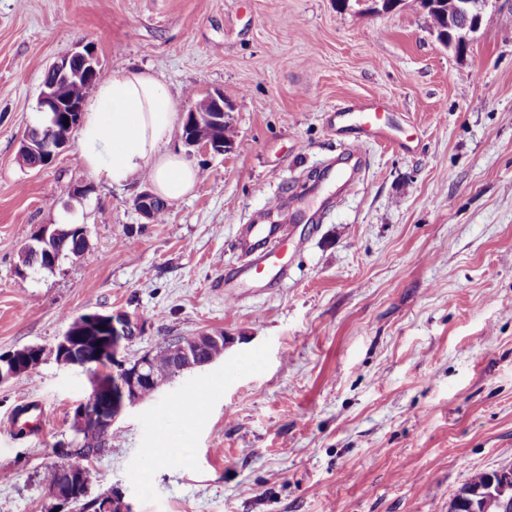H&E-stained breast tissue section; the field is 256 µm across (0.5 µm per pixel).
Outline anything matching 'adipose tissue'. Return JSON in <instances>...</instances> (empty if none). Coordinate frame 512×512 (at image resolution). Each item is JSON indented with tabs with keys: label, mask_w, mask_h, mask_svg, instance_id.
<instances>
[{
	"label": "adipose tissue",
	"mask_w": 512,
	"mask_h": 512,
	"mask_svg": "<svg viewBox=\"0 0 512 512\" xmlns=\"http://www.w3.org/2000/svg\"><path fill=\"white\" fill-rule=\"evenodd\" d=\"M179 120L168 87L149 70L115 72L84 100L81 160L112 185L146 182L164 200H179L199 178L198 169L169 148Z\"/></svg>",
	"instance_id": "ef3b65f1"
}]
</instances>
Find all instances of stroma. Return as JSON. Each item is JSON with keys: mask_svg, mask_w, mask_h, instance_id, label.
<instances>
[{"mask_svg": "<svg viewBox=\"0 0 512 512\" xmlns=\"http://www.w3.org/2000/svg\"><path fill=\"white\" fill-rule=\"evenodd\" d=\"M414 0H0V354H47L0 385V512H79L42 475L81 441L87 372L50 350L73 318L146 324L128 357L202 333L212 364L130 409L88 466L89 497L133 512H448L478 472L512 465V0H490L467 48L439 43ZM94 45L99 80L150 68L179 114L222 93L239 145L172 149L199 173L163 223L79 147L20 163L53 61ZM383 96L409 146H370L364 180L298 227L288 285L224 297L242 225L337 152L341 103ZM90 186L74 200L69 191ZM88 228L81 257L16 272L59 214ZM207 407L178 411L187 386Z\"/></svg>", "mask_w": 512, "mask_h": 512, "instance_id": "35a3bbf8", "label": "stroma"}]
</instances>
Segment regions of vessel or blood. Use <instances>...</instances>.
I'll return each instance as SVG.
<instances>
[{
  "mask_svg": "<svg viewBox=\"0 0 512 512\" xmlns=\"http://www.w3.org/2000/svg\"><path fill=\"white\" fill-rule=\"evenodd\" d=\"M395 110L391 100L374 97L330 113L328 127L339 141L338 153L329 164L335 172L336 194L345 193L361 181L369 164L367 144L392 139L391 115ZM268 213L274 216V223L248 225L238 238L244 260L224 275L227 299H235L240 288L283 287L289 275L290 264L285 254L294 225L318 223L322 215L301 193L293 195L286 206L271 200Z\"/></svg>",
  "mask_w": 512,
  "mask_h": 512,
  "instance_id": "obj_1",
  "label": "vessel or blood"
}]
</instances>
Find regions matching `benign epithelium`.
<instances>
[{
    "mask_svg": "<svg viewBox=\"0 0 512 512\" xmlns=\"http://www.w3.org/2000/svg\"><path fill=\"white\" fill-rule=\"evenodd\" d=\"M486 0H457L455 3V23L448 34V45L466 44L470 32L477 29L483 18ZM83 64L87 71H97L101 61L93 46L86 45L83 50L62 57L48 66V71L57 77H71V66ZM39 108L46 114L44 129H29L20 142L18 152L22 165L31 169H44L56 158L72 147L68 133L59 130V118L62 112L79 113L80 105H63L51 92L42 91L39 96ZM227 103L221 93L210 94L201 99L195 109L189 111L184 119L182 139L186 146L200 152L222 155L234 149V144L224 141L220 144L205 135V130L227 122ZM39 162H34V159ZM156 196L150 190L140 192L134 199L136 210L146 219L153 220ZM60 235L58 229L44 227L34 237L32 243L25 246L28 256L27 265L19 267L23 276L36 269L49 265L56 266L62 257L58 248ZM90 325L105 323L110 332L100 349L89 352L80 339L71 330L58 339L51 353L57 362L64 366H76L91 372L94 376L91 392L85 403L75 412L77 430L93 428L98 430L103 440H108L112 427L131 408L143 402L141 389L150 387L159 391L172 381L173 376L162 377L150 370L152 352L130 360L124 356L129 345L143 332L144 321L137 315L125 311L110 314L91 312L85 314ZM216 341L229 345L233 337L208 335L204 338L192 336L190 340L178 338L169 345L177 359V371L184 372L212 363V360L200 356L198 350H192L189 344L202 341ZM45 354L40 347H27L7 354H0V384L16 379L32 357ZM61 479L45 485L48 495L58 501L71 502L87 491L89 470L80 463L68 462L59 466ZM496 485L488 490L477 487L459 491L452 497L448 512H512V467H504L493 478Z\"/></svg>",
    "mask_w": 512,
    "mask_h": 512,
    "instance_id": "1",
    "label": "benign epithelium"
}]
</instances>
